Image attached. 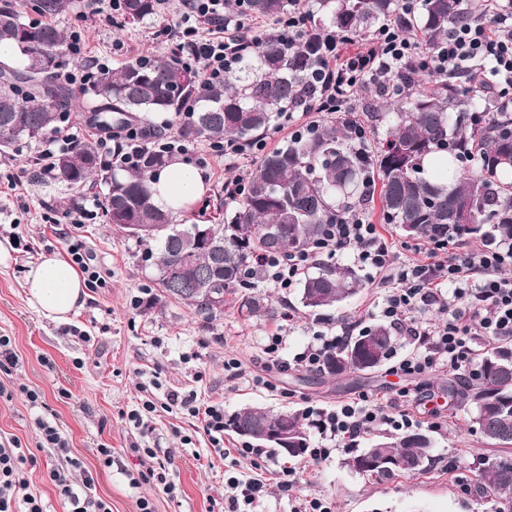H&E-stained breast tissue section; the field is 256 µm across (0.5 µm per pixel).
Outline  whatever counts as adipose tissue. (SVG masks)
Wrapping results in <instances>:
<instances>
[{
    "label": "adipose tissue",
    "instance_id": "ef3b65f1",
    "mask_svg": "<svg viewBox=\"0 0 512 512\" xmlns=\"http://www.w3.org/2000/svg\"><path fill=\"white\" fill-rule=\"evenodd\" d=\"M157 205L180 214L205 192L201 173L181 160H172L152 183ZM28 302L38 313L56 321L69 320L85 295L82 275L56 254L41 255L25 274Z\"/></svg>",
    "mask_w": 512,
    "mask_h": 512
}]
</instances>
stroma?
<instances>
[{"label": "stroma", "mask_w": 512, "mask_h": 512, "mask_svg": "<svg viewBox=\"0 0 512 512\" xmlns=\"http://www.w3.org/2000/svg\"><path fill=\"white\" fill-rule=\"evenodd\" d=\"M54 22L66 31L83 28L88 55L110 54L118 64L169 52L158 35L162 20L114 25L96 13L93 0H70ZM38 150L37 143L19 142L0 152V241L9 243L13 256L9 266H0V336L11 337L19 357L14 381L39 392L42 405L31 407L19 395L0 398V437H19L35 450L38 463L29 468L28 481L44 512L67 508L46 478V454L37 448L33 426L38 416L57 424L72 457L79 460V468L69 472L71 481L78 485L85 474H92L94 495L108 502L112 512H138L142 498L154 512H222L224 472L231 468L266 484L267 494L254 512H301L313 498L323 500L332 512H493V501L476 495L474 478L478 461L495 457L497 451L471 423L468 407L449 403L446 389L455 375L441 368L418 377L423 400L413 406L415 427L429 430L434 441L430 454L435 464L427 472H355L347 461L365 448L362 437L338 444L315 436V447L323 451L315 460L268 448L253 461L235 455L243 440L228 432L224 445L231 455L219 457L196 419L180 408L166 409L171 392H196L200 402L223 405L228 414L249 404L317 416L363 393L385 403L395 400L409 380L391 374L390 365L413 350L402 337L388 365L370 373L352 371L330 379L314 369L265 367L270 336H282L285 353L292 355L303 351L316 332L337 333L352 322L362 329L380 323L383 291L377 286L378 275L358 268L361 290L319 315L302 308L297 288L283 291L260 282L257 292L282 306L283 318H248L228 308L220 318L204 321L183 304L159 300L157 270L146 259V245L105 221L99 204L103 187L76 193L57 181L41 180L36 172ZM193 156L207 163L204 203L179 221L223 223L224 215L214 203L235 170L204 146H195ZM71 235L83 240L106 285L88 289L77 314L62 323L31 308L24 274L40 255L65 254V239ZM149 299L154 307H146ZM229 358L242 360L251 372L264 376V383L229 379L224 371ZM148 396L158 410L153 434L143 438L128 415ZM436 416L442 426L433 430L429 424ZM104 444L112 448L108 468L99 454ZM154 444L174 461L169 471L174 493H165L153 480L131 483L152 466L142 450ZM287 469L295 471L296 482L284 495L278 484Z\"/></svg>", "instance_id": "stroma-1"}]
</instances>
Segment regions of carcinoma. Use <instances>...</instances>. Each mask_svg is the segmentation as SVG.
<instances>
[{"instance_id":"cac0c4a2","label":"carcinoma","mask_w":512,"mask_h":512,"mask_svg":"<svg viewBox=\"0 0 512 512\" xmlns=\"http://www.w3.org/2000/svg\"><path fill=\"white\" fill-rule=\"evenodd\" d=\"M158 0H123L121 16L141 23L154 16ZM249 15L278 19L298 0H244ZM56 16L66 0H0V43L13 47L15 61H0V149L30 140L28 129L55 132L73 101H85L86 111L100 121L96 128L121 131L144 115L183 117L179 138L192 145L225 138L244 144L269 131L277 114L289 109L312 110L318 93L314 71L321 65L318 31L329 29L361 40L380 22L393 19L417 37L423 53L448 35L463 15L459 0H418L407 9L405 0H309L306 34L290 38L277 31L256 38L242 65L224 83L205 88L197 72L178 54L148 61H129L102 73L76 92L57 74L66 66V35L52 23L26 21V8ZM422 70H404L370 93L392 100L394 107L366 109L362 123L377 137V146L355 144L356 116L315 122V128L284 140L263 154L247 190L224 223L212 224L215 245L195 244L194 224H178L171 213L152 201L154 176L171 157L146 150L135 167L102 159L99 140L82 139L54 160V179L71 189L88 183L104 185L103 212L122 210L131 223L145 230L130 234L140 242L157 244L155 266L161 296L194 309L206 320L224 315L232 305L248 317L275 319L282 315L264 297L244 290L261 280L258 256H286L310 250L324 225L353 206L368 207L380 189L382 219L408 236L430 239L448 231L460 236L488 232L512 241V113L487 120L479 100L488 96L479 83L471 97L460 98L453 79L435 80L430 87L409 93ZM479 167H461L469 157ZM458 176L448 180V167ZM470 207L471 223L452 218L456 205ZM182 264L188 274L171 280L168 268ZM300 303L318 313L342 303L360 288L355 270L346 264L315 260L313 270L299 279ZM396 339L384 325L367 328L330 352L321 372L330 377L348 371H373L392 352ZM477 378L459 389L448 385V399L460 398L471 421L501 451L512 448V340H492L473 353ZM297 430L289 438L293 456H304L314 444L320 419L294 410L278 413L242 407L224 417V430L251 440L260 448L281 450L271 437L283 420ZM430 436L420 431L399 435L376 434L368 449L355 455L361 474H417L432 462ZM379 456L387 465L369 470L366 457ZM479 489L495 501L494 512H512V456L482 463Z\"/></svg>"}]
</instances>
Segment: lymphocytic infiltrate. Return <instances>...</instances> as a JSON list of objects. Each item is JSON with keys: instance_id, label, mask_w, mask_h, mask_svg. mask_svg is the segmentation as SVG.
<instances>
[{"instance_id": "1", "label": "lymphocytic infiltrate", "mask_w": 512, "mask_h": 512, "mask_svg": "<svg viewBox=\"0 0 512 512\" xmlns=\"http://www.w3.org/2000/svg\"><path fill=\"white\" fill-rule=\"evenodd\" d=\"M473 17L449 28L448 36L421 61L417 38L408 36L392 20L380 24L365 40L347 49L344 39H321L324 65L316 76L319 96L314 105L318 112H344L361 87L391 79L401 70L424 63L434 77H457L487 86L503 106H512V11L500 0H476ZM243 25L230 7V0H179L177 18L165 33L178 46L187 48L182 61L199 71L202 83H222L235 71L254 40L242 32ZM67 52L71 69L61 71L66 83L87 85L108 69L111 58L87 59L82 29L71 30ZM122 156L134 164L146 149L182 156L187 146L176 136H147L137 127L126 128ZM422 260L395 264L394 251L372 224L366 210L351 211L336 223L326 225L314 252H300L283 259L266 255L261 267L263 280L275 288L288 289L315 256H348L354 263L368 266L380 274L384 290L380 314L400 335L415 343L416 349L395 365L396 373L417 377L436 367H445L468 380L476 371L472 366V341L482 336L490 340L512 336V278L504 269L512 267V242L494 235L486 236L477 249H466L456 235L434 238ZM346 334H317L293 358L280 353L282 340L273 337L266 348L272 363L320 368L324 356L342 346ZM171 405L179 406L200 419L203 430L217 454H224V408L218 404H198L195 394H170ZM407 411L387 406L363 395L337 406L327 413L326 427L337 439L356 438L367 429L389 425H411ZM39 448L48 449L54 462L47 474L59 497L68 502L70 512H111L109 504L89 493L93 476H85L81 487H74L68 468L78 467L69 455V443L58 427L44 418H36ZM37 458L16 438H0V512H15L23 505L25 512H43L40 498L29 490L26 467Z\"/></svg>"}]
</instances>
